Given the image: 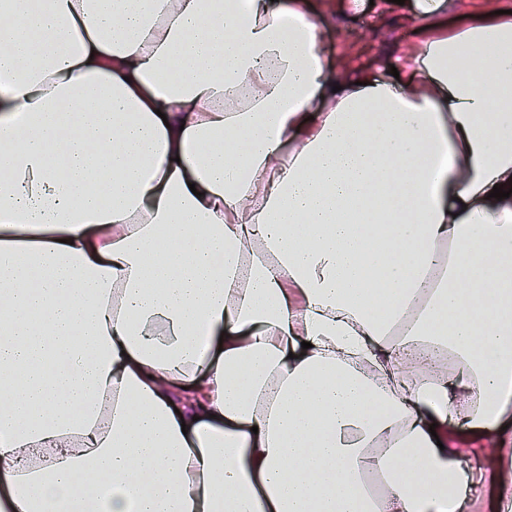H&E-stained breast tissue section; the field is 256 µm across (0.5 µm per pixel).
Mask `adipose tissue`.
Listing matches in <instances>:
<instances>
[{"label":"adipose tissue","instance_id":"obj_1","mask_svg":"<svg viewBox=\"0 0 512 512\" xmlns=\"http://www.w3.org/2000/svg\"><path fill=\"white\" fill-rule=\"evenodd\" d=\"M412 8L0 0V512H512V14ZM361 1L357 10L339 7V0H305V4L309 18L332 41L340 72L346 68L351 75L402 85L406 78L400 65L421 21L409 11L387 7L384 0H373V6L370 0ZM391 65L399 79L391 75Z\"/></svg>","mask_w":512,"mask_h":512}]
</instances>
